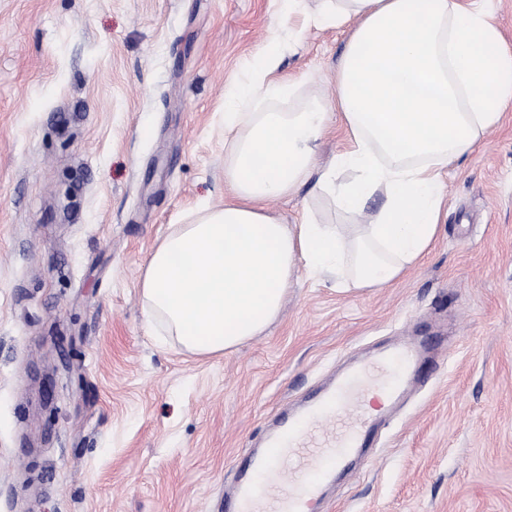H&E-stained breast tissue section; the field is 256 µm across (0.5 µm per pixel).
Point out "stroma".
Returning a JSON list of instances; mask_svg holds the SVG:
<instances>
[{
  "instance_id": "1",
  "label": "stroma",
  "mask_w": 512,
  "mask_h": 512,
  "mask_svg": "<svg viewBox=\"0 0 512 512\" xmlns=\"http://www.w3.org/2000/svg\"><path fill=\"white\" fill-rule=\"evenodd\" d=\"M302 21L278 0H0V512H224L271 417L407 335L436 358L323 512H512V103L449 165L437 239L397 279L298 274L280 318L217 355L146 323L169 225L225 202V89ZM349 35L286 47L283 110L335 100ZM382 203L346 214L306 185L265 207L365 224Z\"/></svg>"
}]
</instances>
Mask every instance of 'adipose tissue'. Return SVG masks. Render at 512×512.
I'll return each instance as SVG.
<instances>
[{
  "mask_svg": "<svg viewBox=\"0 0 512 512\" xmlns=\"http://www.w3.org/2000/svg\"><path fill=\"white\" fill-rule=\"evenodd\" d=\"M308 21L351 28L336 114L316 100L276 108L297 85L278 77L284 45L270 35L246 79L224 95L230 202L170 225L144 271L149 322L191 353H222L261 335L298 269L363 289L417 264L439 231L449 164L472 152L512 101V51L480 0H321ZM333 119L347 145L321 168L317 146ZM342 170L350 180H339ZM309 182L344 212L362 213L377 192L386 202L352 233L308 210L297 224L266 210L267 199Z\"/></svg>",
  "mask_w": 512,
  "mask_h": 512,
  "instance_id": "adipose-tissue-1",
  "label": "adipose tissue"
}]
</instances>
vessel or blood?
<instances>
[{
	"label": "vessel or blood",
	"instance_id": "b4317fda",
	"mask_svg": "<svg viewBox=\"0 0 512 512\" xmlns=\"http://www.w3.org/2000/svg\"><path fill=\"white\" fill-rule=\"evenodd\" d=\"M418 361L413 346L389 351L309 397L299 412L284 414L266 433L263 452L241 462L224 512H319L336 470L370 445L377 416L365 409V395L381 389L394 400L402 374Z\"/></svg>",
	"mask_w": 512,
	"mask_h": 512
}]
</instances>
